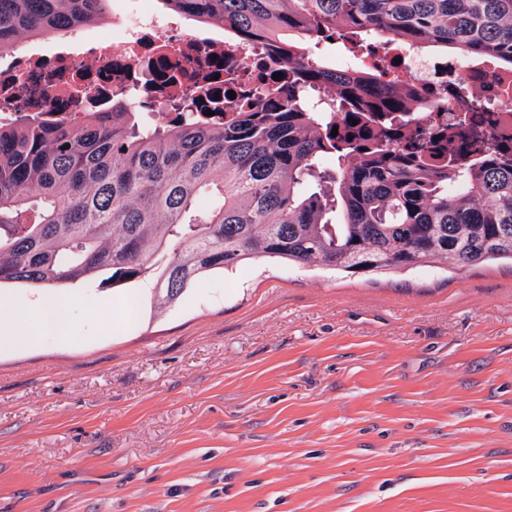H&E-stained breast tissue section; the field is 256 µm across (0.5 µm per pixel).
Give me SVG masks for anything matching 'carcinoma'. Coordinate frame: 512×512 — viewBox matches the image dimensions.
Listing matches in <instances>:
<instances>
[{"label": "carcinoma", "instance_id": "obj_1", "mask_svg": "<svg viewBox=\"0 0 512 512\" xmlns=\"http://www.w3.org/2000/svg\"><path fill=\"white\" fill-rule=\"evenodd\" d=\"M159 2L233 41L285 43L274 53L288 81L225 100L220 122L186 111L143 124L120 98L81 118L0 123V283L151 278L165 306L200 276L259 257L351 274L512 260V151L487 145L467 162L456 130L418 124L406 136L408 95L314 52L336 37L351 52L396 36L512 69V0ZM109 3L0 0V52L96 24ZM318 86L336 111L307 103Z\"/></svg>", "mask_w": 512, "mask_h": 512}]
</instances>
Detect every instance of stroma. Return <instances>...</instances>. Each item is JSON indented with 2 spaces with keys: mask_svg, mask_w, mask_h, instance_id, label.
<instances>
[{
  "mask_svg": "<svg viewBox=\"0 0 512 512\" xmlns=\"http://www.w3.org/2000/svg\"><path fill=\"white\" fill-rule=\"evenodd\" d=\"M63 293L75 342L0 332V512H512L510 261Z\"/></svg>",
  "mask_w": 512,
  "mask_h": 512,
  "instance_id": "35a3bbf8",
  "label": "stroma"
}]
</instances>
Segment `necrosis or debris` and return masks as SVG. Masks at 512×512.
<instances>
[{"instance_id":"obj_1","label":"necrosis or debris","mask_w":512,"mask_h":512,"mask_svg":"<svg viewBox=\"0 0 512 512\" xmlns=\"http://www.w3.org/2000/svg\"><path fill=\"white\" fill-rule=\"evenodd\" d=\"M61 47L39 53L22 42L0 53V112L52 111L83 116L111 106L120 93L156 124L169 118L170 103L199 96L202 86L239 72L241 93L269 88L266 53L259 44L237 43L209 29H181L174 16L159 14L153 0H116L109 24L88 34L63 33ZM167 58L166 79L156 62ZM359 64L387 84L403 86L414 113L432 128L456 124L461 115L483 112L486 142L512 147V70L482 57L426 53L413 43L383 39ZM447 97L439 106L438 97Z\"/></svg>"}]
</instances>
